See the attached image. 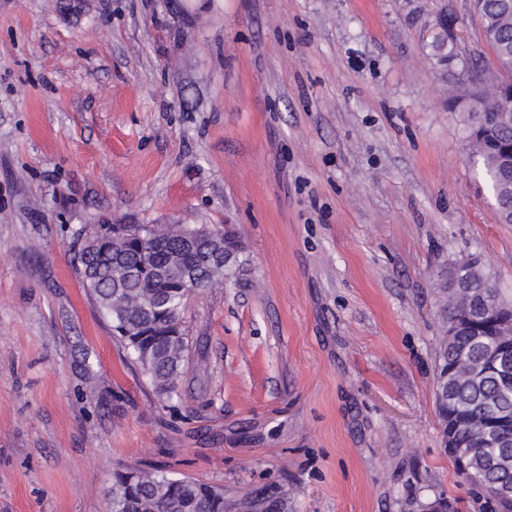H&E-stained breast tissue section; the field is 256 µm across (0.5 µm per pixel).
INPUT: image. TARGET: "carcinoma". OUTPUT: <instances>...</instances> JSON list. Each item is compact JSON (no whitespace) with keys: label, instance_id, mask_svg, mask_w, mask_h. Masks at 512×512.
Returning a JSON list of instances; mask_svg holds the SVG:
<instances>
[{"label":"carcinoma","instance_id":"1","mask_svg":"<svg viewBox=\"0 0 512 512\" xmlns=\"http://www.w3.org/2000/svg\"><path fill=\"white\" fill-rule=\"evenodd\" d=\"M483 21L497 30L498 41L491 43L495 56L512 52V13L501 8L500 0H484ZM498 86L487 89V83L468 80L459 99L470 103L478 97H501ZM482 175L493 196H498V171L490 155L480 158ZM500 197V196H498ZM499 217L512 214V197L496 201ZM184 224L160 227L147 225L146 240L112 242L107 233L112 225L101 224L91 233L97 244L89 243L76 254L83 288L95 302L101 315L113 327H128L145 334L142 341L150 345L148 352L123 338L125 347L155 391L169 400L177 396V381L185 362L186 337L162 335L164 325L183 320L188 299L185 292L173 287L177 273L167 272V261L175 258L188 273L195 275L206 288L224 283L229 277L227 266L211 260V251L224 244L216 235L210 248H190L184 244ZM484 303L455 305L448 309V320L466 317L470 330L442 353L441 369L448 370L444 386L448 389V421L457 440L464 444L470 475L467 479L492 505L491 512H512V496L500 494L504 483L512 482V429L496 424L499 418L512 414V359L491 369L485 363L493 337L483 328ZM208 484L190 478L168 476L160 471L140 469L136 481L129 484L122 474L112 485L110 512H215L214 502L203 490Z\"/></svg>","mask_w":512,"mask_h":512}]
</instances>
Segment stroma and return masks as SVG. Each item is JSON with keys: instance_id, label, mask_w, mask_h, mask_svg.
<instances>
[{"instance_id": "obj_1", "label": "stroma", "mask_w": 512, "mask_h": 512, "mask_svg": "<svg viewBox=\"0 0 512 512\" xmlns=\"http://www.w3.org/2000/svg\"><path fill=\"white\" fill-rule=\"evenodd\" d=\"M473 0H0V512H108L115 472L225 512H483L437 402L448 276L512 300V224L453 106ZM97 224L240 243L156 393L87 295Z\"/></svg>"}]
</instances>
